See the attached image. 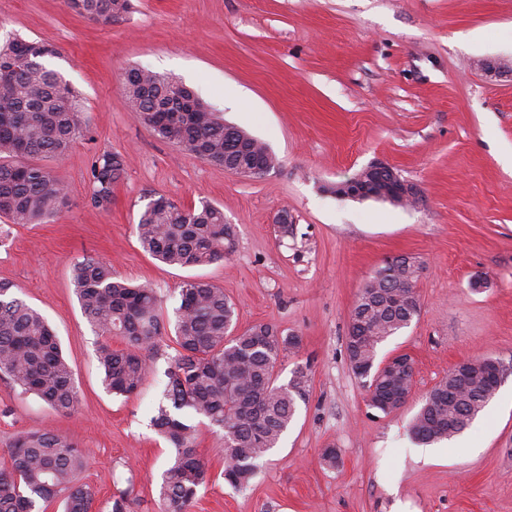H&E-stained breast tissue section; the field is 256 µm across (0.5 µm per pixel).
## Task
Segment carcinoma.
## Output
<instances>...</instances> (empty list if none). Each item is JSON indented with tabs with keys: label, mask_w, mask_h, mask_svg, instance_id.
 <instances>
[{
	"label": "carcinoma",
	"mask_w": 512,
	"mask_h": 512,
	"mask_svg": "<svg viewBox=\"0 0 512 512\" xmlns=\"http://www.w3.org/2000/svg\"><path fill=\"white\" fill-rule=\"evenodd\" d=\"M73 12L110 22L130 8V0H65ZM56 51L41 41L11 37L0 44V217L12 224H44L67 200L62 181L39 163L65 157L90 131L78 91L46 63ZM123 92L136 120L155 136L190 155L236 172L280 161L269 146L224 120L195 98L188 87L144 68L124 73ZM127 157L105 151L91 165L92 199L110 209L116 184L126 173ZM135 232L143 251L179 268L204 267L224 260L236 230L224 223L221 208L203 202L184 208L156 194L141 211ZM418 267L382 265L361 290L350 312L346 348L362 366L380 369L379 346L418 316V297L406 290L417 282ZM81 311L104 337L97 361L107 388L130 395L144 384L149 362L173 328L174 353L166 354V384L155 429L172 446L162 475L164 512H189L210 476L199 458L190 411L224 432L223 477L244 486L260 461L288 428L297 402L306 400L307 373L298 368L286 384L276 367L300 340L272 324L259 323L231 335L237 307L224 289L201 278L179 285L174 322L162 314V299L145 285L122 279L103 260L86 257L73 266ZM0 282V378L34 394L61 414L78 410L73 370L46 318ZM114 338L125 347H112ZM404 369H381L369 384V406L393 412L392 396L409 390ZM498 383L468 372L466 365L441 379L426 397L410 431L423 445L462 433L484 411ZM87 455L64 433L23 431L0 466V512H47L56 502L63 512H92L93 495L80 483Z\"/></svg>",
	"instance_id": "1"
}]
</instances>
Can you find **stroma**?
I'll return each instance as SVG.
<instances>
[{
  "mask_svg": "<svg viewBox=\"0 0 512 512\" xmlns=\"http://www.w3.org/2000/svg\"><path fill=\"white\" fill-rule=\"evenodd\" d=\"M14 35L56 49L48 64L79 92L91 133L42 160L68 193L49 223L0 218V281L48 319L80 395L62 415L0 379V461L19 432L58 430L88 455L93 512L124 489L130 512H161L171 448L150 420L167 363L151 361L130 397L106 389L71 282L73 263L94 257L155 288L165 311L195 274L236 304L238 328L274 323L301 340L276 371L285 383L306 366L308 397L244 488L222 476L221 432L187 414L212 476L190 512H512V72L492 71L512 69V0H132L109 24L63 0H0V41ZM132 67L192 88L279 168L243 177L156 137L125 99ZM105 151L129 158L107 211L90 183ZM376 162L415 184L419 205L324 193ZM157 193L218 205L237 230L232 253L194 271L144 253L135 224ZM283 210L296 226L284 239ZM399 254L422 268L420 311L379 354H408L415 377L406 405L385 415L351 369L346 334L359 292ZM480 358L504 376L464 432L469 447L421 456L411 419L451 369Z\"/></svg>",
  "mask_w": 512,
  "mask_h": 512,
  "instance_id": "stroma-1",
  "label": "stroma"
}]
</instances>
